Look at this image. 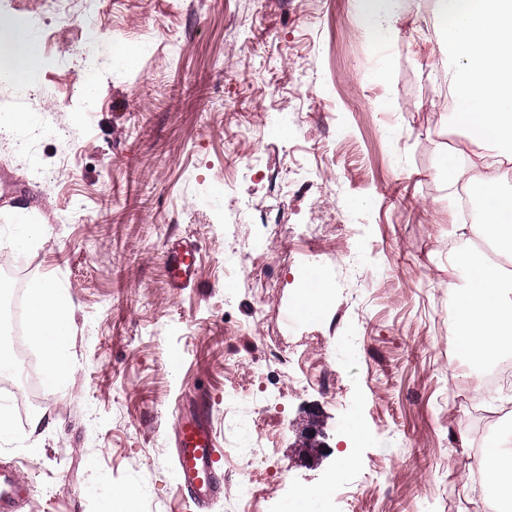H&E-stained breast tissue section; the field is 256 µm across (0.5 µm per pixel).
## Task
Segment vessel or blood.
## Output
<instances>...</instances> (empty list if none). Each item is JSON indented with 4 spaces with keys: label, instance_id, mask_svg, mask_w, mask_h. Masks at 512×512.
<instances>
[{
    "label": "vessel or blood",
    "instance_id": "obj_1",
    "mask_svg": "<svg viewBox=\"0 0 512 512\" xmlns=\"http://www.w3.org/2000/svg\"><path fill=\"white\" fill-rule=\"evenodd\" d=\"M195 248L173 242L163 256L173 287H187L194 278ZM174 468L177 490L192 512H210L224 492V455L210 427L207 400H199L194 414L182 418L175 431ZM32 493L20 474L0 468V512H17Z\"/></svg>",
    "mask_w": 512,
    "mask_h": 512
}]
</instances>
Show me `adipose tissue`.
I'll return each mask as SVG.
<instances>
[{
  "instance_id": "obj_1",
  "label": "adipose tissue",
  "mask_w": 512,
  "mask_h": 512,
  "mask_svg": "<svg viewBox=\"0 0 512 512\" xmlns=\"http://www.w3.org/2000/svg\"><path fill=\"white\" fill-rule=\"evenodd\" d=\"M402 0H354L358 25L380 56L376 75L388 68L386 50L399 34ZM431 23L452 64L455 96L450 120L479 150L460 164L443 151L438 174L449 186H478L481 207L470 223L457 224L458 238L475 235L512 257V187L505 186L501 165L512 161V0H436ZM0 58L8 66L0 81L29 87L38 81L37 49L30 33L0 16ZM449 278L464 277L452 289L457 306L455 347L471 364L486 363L512 352V273L487 262L470 249L448 254ZM74 307L49 281L32 286L28 330L45 355L44 379L52 387L73 376ZM460 490L464 496L491 493L504 512H512V430L490 440L468 468Z\"/></svg>"
}]
</instances>
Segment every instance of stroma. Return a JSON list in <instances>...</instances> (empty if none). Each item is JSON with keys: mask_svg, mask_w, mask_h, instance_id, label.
<instances>
[{"mask_svg": "<svg viewBox=\"0 0 512 512\" xmlns=\"http://www.w3.org/2000/svg\"><path fill=\"white\" fill-rule=\"evenodd\" d=\"M30 2L39 80L0 82V105L26 115L16 136L43 126L41 171L0 148V254L23 290L48 279L72 299L76 335L71 383L39 389L0 442V468L33 485L19 512H102L129 486L121 512H188L175 428L203 394L230 473L212 512H285L327 484L344 499L297 512H475L458 479L506 421L448 404L477 379L452 345L456 198L436 168L440 149L473 145L417 24L433 0H404L382 82L352 0H76L75 30ZM116 38L145 54L113 67ZM22 216L43 232L19 250ZM176 239L197 249L182 289L163 268ZM310 268L329 292L313 318L297 308ZM291 351L314 378L289 379ZM253 418L260 464L231 430Z\"/></svg>", "mask_w": 512, "mask_h": 512, "instance_id": "1", "label": "stroma"}]
</instances>
